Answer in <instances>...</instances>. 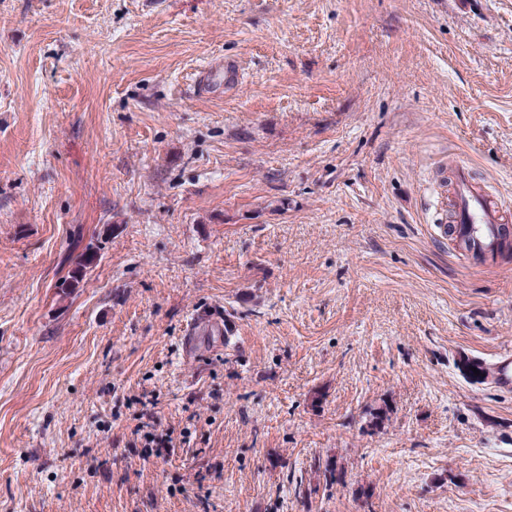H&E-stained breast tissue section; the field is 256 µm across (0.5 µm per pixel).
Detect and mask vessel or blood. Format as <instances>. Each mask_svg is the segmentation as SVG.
<instances>
[{"label":"vessel or blood","instance_id":"obj_1","mask_svg":"<svg viewBox=\"0 0 512 512\" xmlns=\"http://www.w3.org/2000/svg\"><path fill=\"white\" fill-rule=\"evenodd\" d=\"M452 206L448 218L453 244L459 254L476 264L495 261L512 239L506 231L512 212L489 197L475 182L466 160H457L451 170Z\"/></svg>","mask_w":512,"mask_h":512}]
</instances>
